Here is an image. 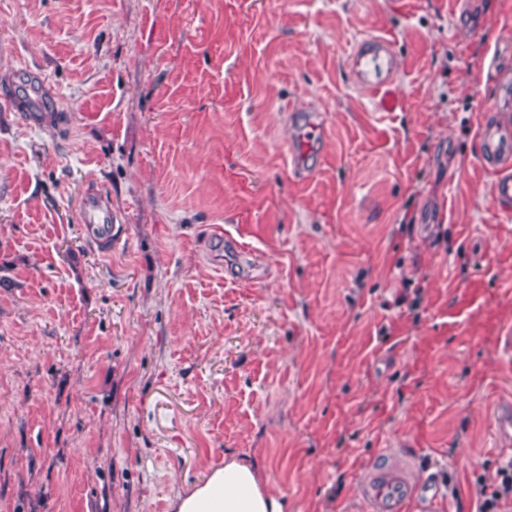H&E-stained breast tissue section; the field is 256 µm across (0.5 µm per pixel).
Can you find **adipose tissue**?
I'll return each mask as SVG.
<instances>
[{
	"label": "adipose tissue",
	"mask_w": 512,
	"mask_h": 512,
	"mask_svg": "<svg viewBox=\"0 0 512 512\" xmlns=\"http://www.w3.org/2000/svg\"><path fill=\"white\" fill-rule=\"evenodd\" d=\"M286 508L280 497L266 491L254 466L233 458L172 503L173 512H285Z\"/></svg>",
	"instance_id": "ef3b65f1"
}]
</instances>
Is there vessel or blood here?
I'll list each match as a JSON object with an SVG mask.
<instances>
[{"label":"vessel or blood","mask_w":512,"mask_h":512,"mask_svg":"<svg viewBox=\"0 0 512 512\" xmlns=\"http://www.w3.org/2000/svg\"><path fill=\"white\" fill-rule=\"evenodd\" d=\"M350 74L354 84L375 94L389 95L399 59L391 43L381 37L362 40L349 58ZM322 123L308 122L300 132L299 148L295 154L297 166H304L310 142L324 139ZM477 157L495 174V195L499 201L512 200V123H481L477 134ZM81 222L98 234L100 242L118 246L123 232L112 212V202L104 195L88 193L81 206ZM512 303V290L489 295L482 283L459 291L448 306V324L462 327L469 319L483 316L490 333L500 345L505 364H512V325L502 323L489 310L490 303ZM495 436L499 443H512V404L498 407L494 418ZM364 512H407L410 503L431 486L409 478L408 467L392 453L379 455L361 482Z\"/></svg>","instance_id":"b4317fda"}]
</instances>
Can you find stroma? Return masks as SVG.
Masks as SVG:
<instances>
[{
	"label": "stroma",
	"mask_w": 512,
	"mask_h": 512,
	"mask_svg": "<svg viewBox=\"0 0 512 512\" xmlns=\"http://www.w3.org/2000/svg\"><path fill=\"white\" fill-rule=\"evenodd\" d=\"M365 36L390 98L350 80ZM501 73L512 0H0V512H171L229 458L354 512L385 448L478 512L512 379L448 304L512 282L476 157ZM290 101L324 123L306 180ZM349 68L354 84L387 99L399 59L388 40L370 37L356 46L349 58ZM117 216L112 213V202L105 196L95 192L88 193L81 206V223L91 231L96 230L100 242L108 244V249L118 246L123 241L124 232L121 230ZM112 225V233L106 227Z\"/></svg>",
	"instance_id": "1"
}]
</instances>
